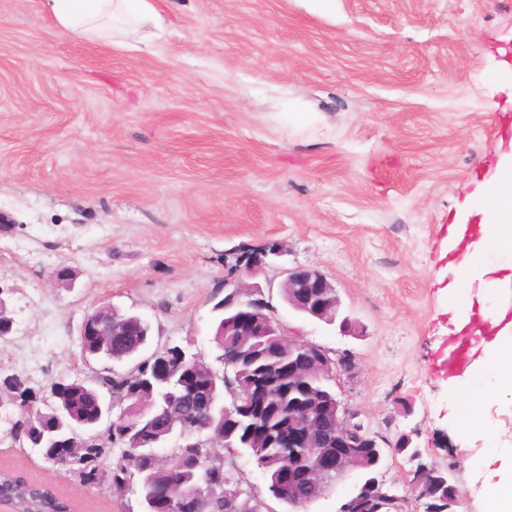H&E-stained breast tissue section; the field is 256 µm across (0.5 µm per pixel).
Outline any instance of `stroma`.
I'll return each mask as SVG.
<instances>
[{
	"mask_svg": "<svg viewBox=\"0 0 512 512\" xmlns=\"http://www.w3.org/2000/svg\"><path fill=\"white\" fill-rule=\"evenodd\" d=\"M154 53L62 33L41 0H0V300L14 330L0 369L32 386L128 362L86 358L85 313L112 303L152 326L150 350L190 347L222 370L213 300L237 257L276 243L259 281L305 340L351 351L339 398L389 443L378 477L406 495L423 461L449 468L457 512H479L480 461L512 445V406L461 443L436 368L448 343L443 240L512 143V0H155ZM505 73L490 84L487 73ZM320 270L355 336L284 303V268ZM72 268L64 287L54 273ZM0 408V469L76 512H139L136 489L87 484L19 447ZM224 467L290 512L241 449Z\"/></svg>",
	"mask_w": 512,
	"mask_h": 512,
	"instance_id": "35a3bbf8",
	"label": "stroma"
}]
</instances>
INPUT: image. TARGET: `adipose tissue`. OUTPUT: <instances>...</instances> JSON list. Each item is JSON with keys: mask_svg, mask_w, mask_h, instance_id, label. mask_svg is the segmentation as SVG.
Here are the masks:
<instances>
[{"mask_svg": "<svg viewBox=\"0 0 512 512\" xmlns=\"http://www.w3.org/2000/svg\"><path fill=\"white\" fill-rule=\"evenodd\" d=\"M42 7L73 38L133 51L154 52L165 30L153 0H42ZM467 213L479 221L478 238L463 223L448 234L449 250L461 252L449 265L455 278L447 292L456 331L465 329L486 288L494 289L496 304L482 315L490 335L472 345L468 368L448 381V416L465 439L484 434L493 409L512 404V156L501 157ZM484 466L483 512H512V448L494 450Z\"/></svg>", "mask_w": 512, "mask_h": 512, "instance_id": "ef3b65f1", "label": "adipose tissue"}]
</instances>
